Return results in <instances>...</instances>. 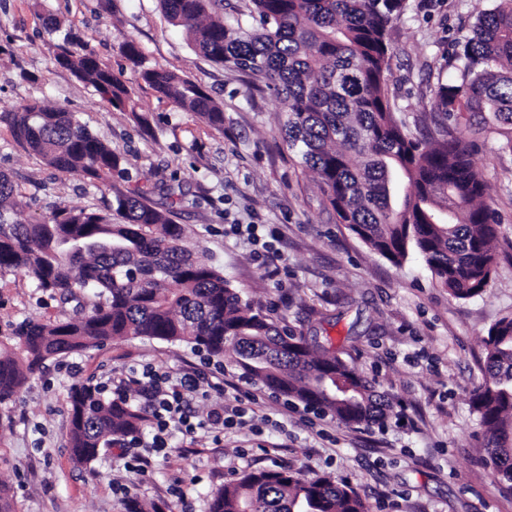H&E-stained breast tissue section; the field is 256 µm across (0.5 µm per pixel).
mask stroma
<instances>
[{
	"label": "stroma",
	"mask_w": 512,
	"mask_h": 512,
	"mask_svg": "<svg viewBox=\"0 0 512 512\" xmlns=\"http://www.w3.org/2000/svg\"><path fill=\"white\" fill-rule=\"evenodd\" d=\"M499 0H406L388 32L392 48L386 95L411 130L436 131L438 79L455 76L454 55L478 10ZM54 17L60 30L48 33ZM87 44L99 62L129 85L139 111L119 112L54 63L64 36ZM134 39L148 65L178 72L224 106L217 130L145 85L121 53ZM35 101L63 108L113 150L172 209L186 228L184 247L208 259L263 311L304 336L330 337L392 411L386 428H349L335 418L273 397L243 376L233 352L221 366L223 393L189 398L190 410L244 404L249 422L197 430L151 455L145 472L119 447L90 465L67 452L69 395L74 386L105 388L149 366L172 380L201 370L189 345L128 336L48 361L30 375L16 401L0 405V482L16 512H209L212 491L257 469L347 481L370 512H512L484 461L482 428L471 394L483 381L480 361L488 328L512 314V149L507 127L488 120L464 130L497 224L496 264L485 292L458 300L437 286L424 259L409 251L401 265L372 253L327 206L314 173L301 167L281 131L282 98L246 93L240 72L196 53L183 28L158 0H0V113ZM0 171L20 194L18 218L44 221L59 207L103 210L121 180L99 189L62 174L17 145L0 122ZM259 224L274 248L230 234L229 225ZM28 278L0 275V333L23 320L71 316Z\"/></svg>",
	"instance_id": "1"
}]
</instances>
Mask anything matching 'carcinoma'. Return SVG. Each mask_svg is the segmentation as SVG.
Listing matches in <instances>:
<instances>
[{
    "label": "carcinoma",
    "mask_w": 512,
    "mask_h": 512,
    "mask_svg": "<svg viewBox=\"0 0 512 512\" xmlns=\"http://www.w3.org/2000/svg\"><path fill=\"white\" fill-rule=\"evenodd\" d=\"M257 26L231 28L213 16L224 0H160L195 51L248 77L287 103L290 149L316 174L319 189L371 251L399 265L414 249L436 282L458 300L481 295L496 263V238L481 204L485 185L459 136L469 117L493 113L512 125V0L478 12L460 44L457 79L439 82L433 111L444 138L427 141L395 117L385 93L390 27L405 0H251ZM122 53L139 78L176 106L224 128V108L203 87L150 67L135 40ZM55 62L115 109L136 112L125 82L71 39ZM14 141L60 173L95 187L130 181L129 161L72 112L36 102L1 112ZM19 193L0 171V274H19L78 315L49 323L24 320L0 339V404L51 359L125 336L187 344L221 359L232 350L250 379L271 393L357 428L384 425L391 405L343 358L332 339L308 338L257 309L203 256L182 246L185 228L139 189L117 192L104 211L57 208L48 220H17ZM484 380L471 405L483 427L485 464L512 496V315L487 330ZM71 459L82 465L122 443L144 421L135 407L83 384L69 396ZM209 512H368L347 484L261 469L216 489Z\"/></svg>",
    "instance_id": "carcinoma-1"
}]
</instances>
